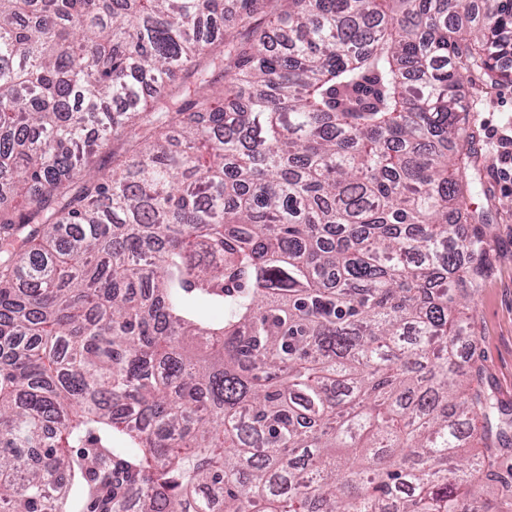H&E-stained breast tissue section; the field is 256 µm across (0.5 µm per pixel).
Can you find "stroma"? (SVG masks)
<instances>
[{"label":"stroma","mask_w":512,"mask_h":512,"mask_svg":"<svg viewBox=\"0 0 512 512\" xmlns=\"http://www.w3.org/2000/svg\"><path fill=\"white\" fill-rule=\"evenodd\" d=\"M463 84L465 118L474 135L475 165L468 175L477 185L469 204L484 218L486 245L469 339L459 355L477 349L485 387L512 411V179L498 172L501 142L512 135V82L494 83L475 73L464 75Z\"/></svg>","instance_id":"obj_1"}]
</instances>
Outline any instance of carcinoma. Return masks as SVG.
I'll use <instances>...</instances> for the list:
<instances>
[{"label": "carcinoma", "instance_id": "obj_1", "mask_svg": "<svg viewBox=\"0 0 512 512\" xmlns=\"http://www.w3.org/2000/svg\"><path fill=\"white\" fill-rule=\"evenodd\" d=\"M237 2L0 0V512H490L461 77L512 0Z\"/></svg>", "mask_w": 512, "mask_h": 512}]
</instances>
